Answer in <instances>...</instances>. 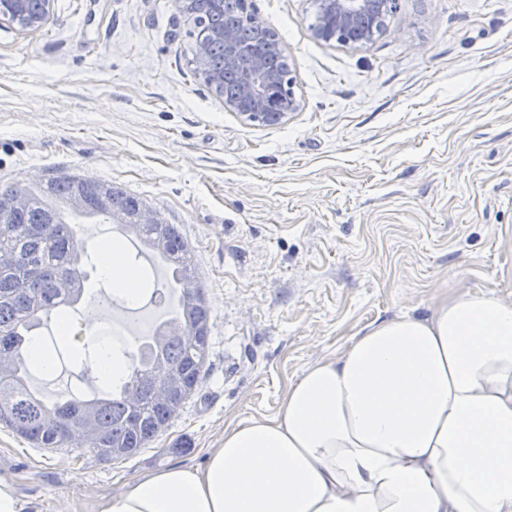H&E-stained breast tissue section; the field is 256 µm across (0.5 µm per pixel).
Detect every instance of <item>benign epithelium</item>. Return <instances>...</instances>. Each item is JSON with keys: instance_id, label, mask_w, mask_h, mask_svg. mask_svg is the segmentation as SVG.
<instances>
[{"instance_id": "7a95c632", "label": "benign epithelium", "mask_w": 512, "mask_h": 512, "mask_svg": "<svg viewBox=\"0 0 512 512\" xmlns=\"http://www.w3.org/2000/svg\"><path fill=\"white\" fill-rule=\"evenodd\" d=\"M399 0H317L319 21L312 30L316 38L341 45L362 46L380 31L379 21L397 11ZM224 43V64H238L244 52L235 34L226 30L219 34ZM239 94L224 99V106L248 121L269 115L278 124L288 120L291 111L280 110L277 74L265 55L253 57L239 70Z\"/></svg>"}]
</instances>
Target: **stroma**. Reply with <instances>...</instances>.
Masks as SVG:
<instances>
[{"instance_id": "obj_1", "label": "stroma", "mask_w": 512, "mask_h": 512, "mask_svg": "<svg viewBox=\"0 0 512 512\" xmlns=\"http://www.w3.org/2000/svg\"><path fill=\"white\" fill-rule=\"evenodd\" d=\"M279 37L298 108L245 121L196 69L179 0H51L0 20V184L61 170L139 197L192 247L211 311L204 381L134 457L31 447L0 427V478L28 512H96L142 473L197 466L226 425L273 416L289 386L367 327L440 296L512 299V0H401L363 46L317 39L313 0H252ZM84 302L47 401L100 393L83 340L133 310L103 251L168 279L116 222L76 225ZM121 248L118 243H113L104 253L99 267L103 268L107 278L118 287H122L130 275L120 260Z\"/></svg>"}]
</instances>
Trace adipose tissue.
Masks as SVG:
<instances>
[{
    "label": "adipose tissue",
    "mask_w": 512,
    "mask_h": 512,
    "mask_svg": "<svg viewBox=\"0 0 512 512\" xmlns=\"http://www.w3.org/2000/svg\"><path fill=\"white\" fill-rule=\"evenodd\" d=\"M99 512H512V301L435 300L304 370L204 464L136 477Z\"/></svg>",
    "instance_id": "ef3b65f1"
}]
</instances>
